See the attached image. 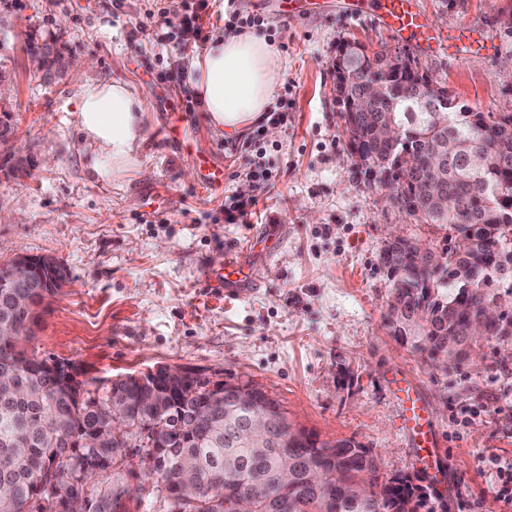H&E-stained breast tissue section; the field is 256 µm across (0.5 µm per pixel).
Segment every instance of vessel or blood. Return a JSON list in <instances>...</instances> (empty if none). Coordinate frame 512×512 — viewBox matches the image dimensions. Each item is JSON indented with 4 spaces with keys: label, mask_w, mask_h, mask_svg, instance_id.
Wrapping results in <instances>:
<instances>
[{
    "label": "vessel or blood",
    "mask_w": 512,
    "mask_h": 512,
    "mask_svg": "<svg viewBox=\"0 0 512 512\" xmlns=\"http://www.w3.org/2000/svg\"><path fill=\"white\" fill-rule=\"evenodd\" d=\"M348 16L358 18L374 13L378 22L397 40L428 45L437 42L440 31L433 21L418 8L417 0H346ZM195 165L204 189H217L224 183L223 170L198 158ZM250 244H240L226 253L219 269H204L202 277L215 299L237 300L250 295L260 281L263 269L253 263ZM389 381L398 400L402 424L410 438L411 446L420 458L433 455L439 443L436 426L428 407L404 369L394 371Z\"/></svg>",
    "instance_id": "1"
}]
</instances>
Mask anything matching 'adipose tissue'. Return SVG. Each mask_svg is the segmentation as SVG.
I'll return each mask as SVG.
<instances>
[{
  "mask_svg": "<svg viewBox=\"0 0 512 512\" xmlns=\"http://www.w3.org/2000/svg\"><path fill=\"white\" fill-rule=\"evenodd\" d=\"M285 69L284 57L266 38L219 30L206 53L190 60L187 83L210 125L236 134L261 121ZM76 112L90 166L100 179L135 163L144 140L145 102L129 84L85 86Z\"/></svg>",
  "mask_w": 512,
  "mask_h": 512,
  "instance_id": "ef3b65f1",
  "label": "adipose tissue"
}]
</instances>
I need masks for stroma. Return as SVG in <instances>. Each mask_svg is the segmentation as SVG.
Segmentation results:
<instances>
[{
  "label": "stroma",
  "mask_w": 512,
  "mask_h": 512,
  "mask_svg": "<svg viewBox=\"0 0 512 512\" xmlns=\"http://www.w3.org/2000/svg\"><path fill=\"white\" fill-rule=\"evenodd\" d=\"M259 15L260 35L288 62L275 93V128L237 138L185 109L193 42L160 46L149 0H0V265L53 258L68 283L40 306L27 344L69 359L86 379H113L166 364L227 382L247 380L278 400L290 419L324 439L351 438L386 476L410 477L434 512H499L480 456L512 460V341H481L472 363L441 369L393 333L391 285L380 255L389 227L382 191L371 187L348 146L336 102L334 62L357 40L372 49L398 40L371 16L344 15L340 0L296 19L263 0H235ZM442 30L471 29L464 59L451 49L409 46L422 71L458 105L512 113V30L498 18L512 0H419ZM52 45L89 68L43 76L33 49ZM128 83L145 100V141L136 166L112 181L92 171L75 102L84 85ZM181 120L189 150L168 143ZM224 170L215 191L197 182L191 149ZM272 172L269 188L247 176ZM247 200L228 223V197ZM268 253L251 295H205L202 270L248 240ZM403 367L428 403L450 461L422 468L399 428L387 378Z\"/></svg>",
  "instance_id": "obj_1"
}]
</instances>
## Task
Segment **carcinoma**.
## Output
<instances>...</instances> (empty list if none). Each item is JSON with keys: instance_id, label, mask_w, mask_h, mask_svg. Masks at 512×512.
<instances>
[{"instance_id": "obj_1", "label": "carcinoma", "mask_w": 512, "mask_h": 512, "mask_svg": "<svg viewBox=\"0 0 512 512\" xmlns=\"http://www.w3.org/2000/svg\"><path fill=\"white\" fill-rule=\"evenodd\" d=\"M401 56L383 47L364 53L347 43L336 63L341 108L362 106L344 128L352 154L370 157L378 186L404 200L412 224L446 231L443 243L420 247L389 241L380 260L392 282L390 321L435 366L471 359L479 339L512 337V113L460 111L441 86L429 110L414 106L418 85L395 74ZM374 85L387 94L364 98ZM395 117L394 145L376 140V126ZM58 292L37 274L0 275V325L37 324L36 307ZM481 338L466 340L471 326ZM0 332V512H53L55 500L82 512H123L149 503L131 487L128 451L155 462L153 482L188 512H227L247 494L254 512H420L426 501L407 476L382 478L377 457L354 439L325 441L295 425L265 392L240 404L214 397L197 379H125L75 390L52 361ZM268 410L264 439L245 437L246 421Z\"/></svg>"}]
</instances>
